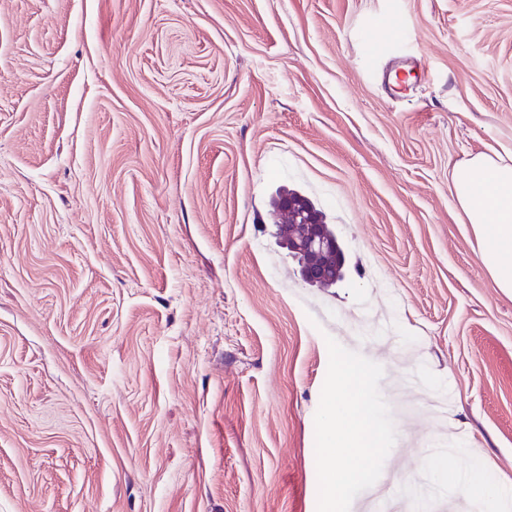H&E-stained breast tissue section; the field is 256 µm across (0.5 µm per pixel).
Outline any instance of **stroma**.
Here are the masks:
<instances>
[{"instance_id": "1", "label": "stroma", "mask_w": 512, "mask_h": 512, "mask_svg": "<svg viewBox=\"0 0 512 512\" xmlns=\"http://www.w3.org/2000/svg\"><path fill=\"white\" fill-rule=\"evenodd\" d=\"M492 148L512 0H0V512H317L329 336L384 369L383 475L453 435L512 482V296L453 190ZM283 193H288V190H279L276 196L271 199V206L277 211H283L282 206L287 209L296 206L295 200L291 199L290 196H284L280 203ZM291 194L292 197L296 198L302 207L309 212L315 222L311 224V235L307 238L310 233V224L299 223L300 219L297 217V213L294 210H288V212L283 211L287 215L288 223L281 226L280 237L283 241L294 238H307L301 241L290 242L289 248L292 252H295L294 256H296L297 253L303 256L301 271L304 278L311 282H318V279L325 275V270L320 266L313 265L311 260L322 255L331 247V243L321 234L320 224L325 223L323 215L304 195L298 196L294 192H291Z\"/></svg>"}]
</instances>
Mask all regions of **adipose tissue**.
Segmentation results:
<instances>
[{"mask_svg": "<svg viewBox=\"0 0 512 512\" xmlns=\"http://www.w3.org/2000/svg\"><path fill=\"white\" fill-rule=\"evenodd\" d=\"M458 209L470 224L481 260L498 288L512 294V156L482 153L467 160L455 180ZM481 489L482 512H512V483L481 462L448 475L449 491Z\"/></svg>", "mask_w": 512, "mask_h": 512, "instance_id": "obj_1", "label": "adipose tissue"}]
</instances>
